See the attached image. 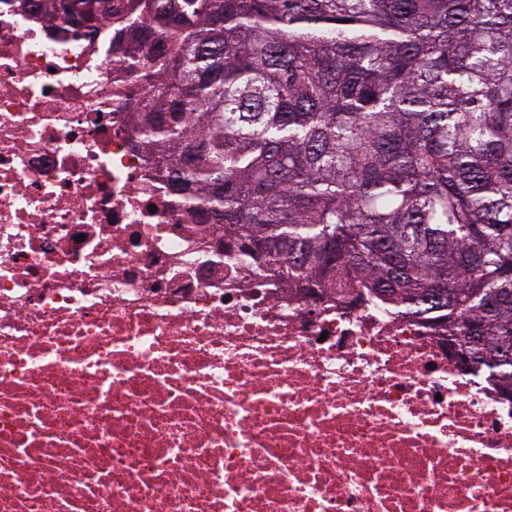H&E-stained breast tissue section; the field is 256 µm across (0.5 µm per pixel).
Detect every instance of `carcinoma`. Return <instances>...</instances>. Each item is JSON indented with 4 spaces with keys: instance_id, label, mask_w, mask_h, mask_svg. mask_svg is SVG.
I'll use <instances>...</instances> for the list:
<instances>
[{
    "instance_id": "carcinoma-1",
    "label": "carcinoma",
    "mask_w": 512,
    "mask_h": 512,
    "mask_svg": "<svg viewBox=\"0 0 512 512\" xmlns=\"http://www.w3.org/2000/svg\"><path fill=\"white\" fill-rule=\"evenodd\" d=\"M96 27L112 0H43ZM173 184L289 285L476 339L512 400V0H135Z\"/></svg>"
}]
</instances>
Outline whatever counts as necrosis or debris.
<instances>
[{
  "instance_id": "obj_1",
  "label": "necrosis or debris",
  "mask_w": 512,
  "mask_h": 512,
  "mask_svg": "<svg viewBox=\"0 0 512 512\" xmlns=\"http://www.w3.org/2000/svg\"><path fill=\"white\" fill-rule=\"evenodd\" d=\"M130 2L0 0V512H512V402L441 331L173 190ZM48 15L61 9L67 14L78 16L94 28L112 14V0H42ZM59 7V8H58Z\"/></svg>"
}]
</instances>
